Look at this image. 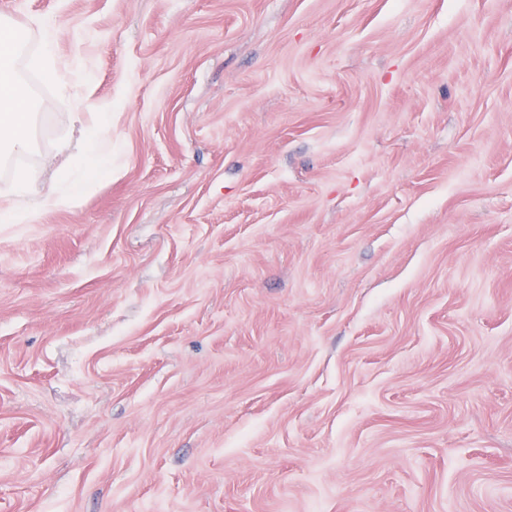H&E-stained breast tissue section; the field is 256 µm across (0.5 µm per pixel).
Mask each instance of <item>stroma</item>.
Segmentation results:
<instances>
[{"label": "stroma", "mask_w": 512, "mask_h": 512, "mask_svg": "<svg viewBox=\"0 0 512 512\" xmlns=\"http://www.w3.org/2000/svg\"><path fill=\"white\" fill-rule=\"evenodd\" d=\"M58 33L0 223V512H512V0H0ZM97 120L93 127H82L80 137L75 142L77 156L82 162L75 164L70 177L56 183L45 192L38 189V175L30 170L19 169L15 172L9 187L1 198H30L33 203L25 208L1 209V222L7 224H32L40 209L54 207L76 198L83 190L88 169H95L101 174H112V112H96Z\"/></svg>", "instance_id": "stroma-1"}]
</instances>
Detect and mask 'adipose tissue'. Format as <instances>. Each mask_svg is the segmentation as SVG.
<instances>
[{
	"label": "adipose tissue",
	"mask_w": 512,
	"mask_h": 512,
	"mask_svg": "<svg viewBox=\"0 0 512 512\" xmlns=\"http://www.w3.org/2000/svg\"><path fill=\"white\" fill-rule=\"evenodd\" d=\"M25 29L0 21V159L28 154L33 145L34 114L31 96L17 72L13 56L17 48L26 44ZM80 159L70 177L56 183L47 191L38 188L36 173L17 170L5 194L9 197L30 199L25 208L0 211V221L8 224H30L39 210L73 200L83 190L87 170L104 175L112 173L111 115L101 112L94 126L84 127L75 143Z\"/></svg>",
	"instance_id": "adipose-tissue-1"
}]
</instances>
